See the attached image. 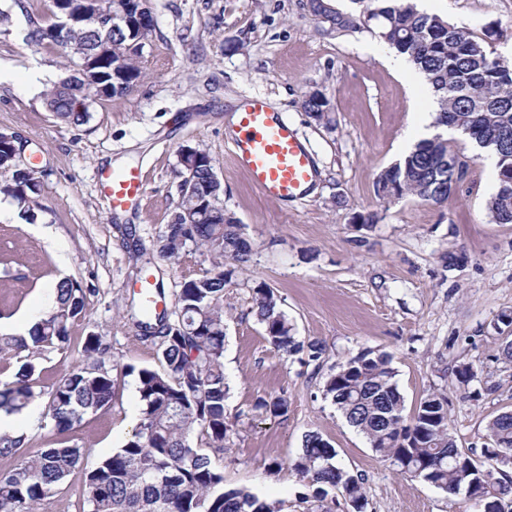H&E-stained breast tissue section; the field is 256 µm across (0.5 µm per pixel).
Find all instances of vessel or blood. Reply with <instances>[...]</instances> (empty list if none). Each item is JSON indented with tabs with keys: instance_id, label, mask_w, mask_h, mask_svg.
Returning a JSON list of instances; mask_svg holds the SVG:
<instances>
[{
	"instance_id": "obj_1",
	"label": "vessel or blood",
	"mask_w": 512,
	"mask_h": 512,
	"mask_svg": "<svg viewBox=\"0 0 512 512\" xmlns=\"http://www.w3.org/2000/svg\"><path fill=\"white\" fill-rule=\"evenodd\" d=\"M234 129L233 160L263 197L285 204L308 195L317 174L315 159L281 113L272 111L263 98H246ZM99 183L113 209L127 210L143 199L147 177L136 166L108 167L100 171Z\"/></svg>"
}]
</instances>
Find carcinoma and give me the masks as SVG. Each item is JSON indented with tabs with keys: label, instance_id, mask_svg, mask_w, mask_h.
<instances>
[{
	"label": "carcinoma",
	"instance_id": "obj_1",
	"mask_svg": "<svg viewBox=\"0 0 512 512\" xmlns=\"http://www.w3.org/2000/svg\"><path fill=\"white\" fill-rule=\"evenodd\" d=\"M363 6L360 16L328 11L329 31L343 35L364 25L422 74L435 94L432 137L419 141L396 163L383 169L375 194L390 202L413 197L441 203L466 171L456 164L461 147L445 138L448 122L469 131L476 147L492 155L497 188L486 208L495 224H512V64L494 57L482 40L418 8L416 0H353ZM31 22L27 43L55 45L80 60L78 75L61 81L44 99L46 111L65 124L87 122L89 108L100 99L98 86L111 84L105 98L123 95L142 77L138 58L142 46L129 31L113 32L96 23L70 27L60 21ZM303 108L321 119L329 101L319 91L305 96ZM14 134L0 132V194L15 201L35 218L33 205L40 193L34 170L20 161ZM188 149L200 162L179 185L171 223L158 240V256L173 262L189 246L213 256L211 267L185 278L175 297V318L150 313L138 306L137 327L158 347L160 368L126 371L137 376L138 423L112 455L84 471L76 491L79 512H282V504L260 498L245 487H224V472L210 452L224 451L244 411L229 419L225 401L230 386L224 375V291L251 260L252 247L233 214L224 210L223 188L211 178L209 153ZM231 260L225 264L224 260ZM252 301L265 338L278 351L297 356L318 374L323 347L296 336L294 325L279 309L273 291L263 282L252 287ZM86 294L80 282L63 278L56 285L51 308L29 336H1L0 359L15 360L12 373L0 377V410L18 414L47 397L45 417L62 436L80 427L85 416L112 406L117 398L112 377V351L105 337L90 335L75 348L77 358L52 383L41 389V355L71 346V324L85 315ZM389 355L365 350L330 370L323 392L347 423L370 447L401 472L449 494L465 491L482 512H512V479L498 462L512 454V412L498 415L487 426L481 459L456 444L448 419L447 398L431 392L414 413L404 415V398L395 382ZM251 411L271 417L288 413V399L264 395ZM196 436V445L190 444ZM86 449L60 439L34 452L25 434H0V457L15 464L0 472V512H41L45 501L67 486L82 463ZM290 467L308 489L307 498L322 502L339 491L352 512H364L367 500L361 479L342 466L331 443L318 433L305 435Z\"/></svg>",
	"mask_w": 512,
	"mask_h": 512
}]
</instances>
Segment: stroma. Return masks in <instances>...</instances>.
Listing matches in <instances>:
<instances>
[{"label": "stroma", "instance_id": "obj_1", "mask_svg": "<svg viewBox=\"0 0 512 512\" xmlns=\"http://www.w3.org/2000/svg\"><path fill=\"white\" fill-rule=\"evenodd\" d=\"M155 27L145 41L143 76L127 93L92 104L80 126L56 121L32 94L30 70L60 80L76 59L53 46H30L31 20L52 23L51 0H0L10 16L0 34V130L20 135L36 160L41 193L34 220L0 200V336L15 335L23 308L47 311L44 282L70 276L86 288V315L73 342L98 334L112 348L119 396L70 433L93 466L124 444L137 423V378L126 366L158 367L157 347L142 339L132 300L143 278L160 285L174 306L179 282L207 269L206 256L156 259L157 240L178 199V150L198 145L212 158L222 201L252 244L248 267L225 290L224 372L228 415L249 410L257 396L282 395L287 416L245 421L214 463L224 484L246 487L308 512L306 488L287 466L305 434L316 432L342 465L362 475L366 512H478L465 493L449 494L396 471L325 399L322 378L266 340L252 303L265 282L301 339L324 348L331 369L363 349L392 358L406 414L437 391L448 399L457 445L481 450L494 417L512 412V224H495L486 202L496 190L494 165L473 160L440 205L403 198L380 201L378 173L403 156L416 124L433 121L425 83L412 68L394 72L390 48L367 29L339 36L314 16L307 0H148ZM512 61V0H419ZM321 92L324 119L302 101ZM257 95L283 113L312 151L318 170L312 194L288 204L264 198L227 148L238 103ZM138 166L146 194L132 212L113 211L97 184L106 167ZM373 212L376 224H357ZM151 256L141 273L138 253ZM469 368L468 383L458 371ZM280 469H273V462Z\"/></svg>", "mask_w": 512, "mask_h": 512}]
</instances>
